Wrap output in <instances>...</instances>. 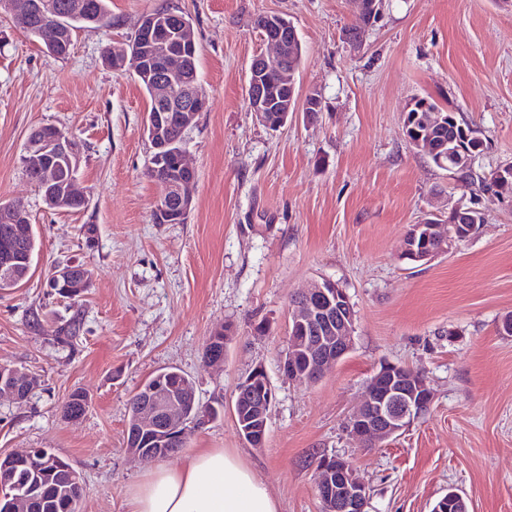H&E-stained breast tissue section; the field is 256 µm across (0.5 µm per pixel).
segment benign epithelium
Here are the masks:
<instances>
[{
	"label": "benign epithelium",
	"mask_w": 512,
	"mask_h": 512,
	"mask_svg": "<svg viewBox=\"0 0 512 512\" xmlns=\"http://www.w3.org/2000/svg\"><path fill=\"white\" fill-rule=\"evenodd\" d=\"M0 6L26 30L30 29L31 18L49 11V4L44 0H4ZM174 27L171 36L169 30L156 25L153 16L144 15L135 36L138 43L150 49V54L143 56L134 49L125 57L130 62L131 72L154 84L158 109L147 116V127L155 150L151 169L158 173L155 181L165 188L154 210V219L158 222L186 218L193 198L195 171L187 162L185 149L176 151L173 156L166 151L171 126L176 120L192 124L208 104L199 87L183 83L187 60L197 51L194 37L182 36L188 29L185 16L176 15ZM282 33L283 30L270 25L262 28L263 40L272 52L254 57L247 76L249 111L269 129L285 125L295 107L294 96L283 92L294 83L293 71L282 65ZM419 118L432 129L446 126L448 120L441 112L429 111L421 116L404 112L403 134L412 147L426 151L440 164L445 158L453 165L473 162L479 136L461 126L448 141L437 145L428 139L410 136V121ZM73 155L70 138L61 129L54 128L47 138L27 144L23 159L34 157L43 161V178L48 184L57 182L59 174H64L63 196L71 202L86 204L88 195L77 185ZM479 214L480 210L461 202L453 204L448 208V221L460 225L453 233L442 230L439 214H428L423 223L413 226L405 239L403 258L428 263L448 252L470 237ZM0 217L8 224L31 227L26 216L13 205H1ZM87 277L84 271L78 273L73 267L60 265L52 272L48 288L54 294L75 298L84 291ZM354 330L355 310L346 289L329 278L313 281L292 302L287 346L279 358L281 375L297 384L318 381L329 367L350 352ZM36 383L34 375H24L15 367L0 365V394L23 400ZM275 399V389L261 366L253 369L238 385L231 409L238 431L249 446L264 447L268 415ZM433 400L434 393L423 373L386 362L373 374L361 405L345 417L343 428L362 447L373 448L395 437L429 411ZM196 401V388L187 379L177 388L162 380L151 381L146 398L132 416V445L128 452L134 457L165 458L161 445L170 436L184 437L192 426L215 419L210 408L194 417L186 414V408L193 407ZM35 457L43 461L44 470L52 476L63 470L58 459L43 448L10 454L8 461L18 464ZM314 469L321 512H365L369 490L350 461L323 454ZM11 482L10 473L3 471L0 475L3 512H31L32 496L6 492Z\"/></svg>",
	"instance_id": "obj_1"
}]
</instances>
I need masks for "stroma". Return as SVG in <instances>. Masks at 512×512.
Segmentation results:
<instances>
[{"instance_id":"35a3bbf8","label":"stroma","mask_w":512,"mask_h":512,"mask_svg":"<svg viewBox=\"0 0 512 512\" xmlns=\"http://www.w3.org/2000/svg\"><path fill=\"white\" fill-rule=\"evenodd\" d=\"M166 4L194 26L208 98L184 137L196 188L182 224L153 221L163 189L147 175V95L104 61ZM109 10L110 26L77 30L63 58L0 13V203H21L37 241L25 280L0 290V364L39 379L26 400L0 397V455L48 449L81 477L79 512H125L129 487L156 465L125 447L129 402L175 367L219 411L187 450L240 458L279 512H321L311 464L321 454L354 465L366 512H431L451 490L470 497L469 512H512V336L499 331L512 315V196L465 192L403 134L407 103L428 96L480 132L476 174L512 163V5L383 0L368 27L355 0H109ZM266 14L296 26L297 92L322 101L276 130L249 111L245 90L253 57L268 50L256 24ZM48 124L73 143L86 209L49 208L24 173L27 138ZM460 199L484 212L477 233L430 263L402 259L410 225ZM68 261L93 270L75 299L46 288ZM321 277L351 297L353 347L298 385L279 357L294 296ZM74 316L80 332L61 342L55 329ZM227 323L236 333L224 364L209 366L205 347ZM385 361L422 372L434 402L363 448L342 422ZM258 366L276 400L265 445L253 448L231 403ZM76 389L89 404L70 420L62 405Z\"/></svg>"}]
</instances>
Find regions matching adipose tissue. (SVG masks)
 <instances>
[{"mask_svg":"<svg viewBox=\"0 0 512 512\" xmlns=\"http://www.w3.org/2000/svg\"><path fill=\"white\" fill-rule=\"evenodd\" d=\"M126 512H278V504L238 457L208 448L149 471L129 489Z\"/></svg>","mask_w":512,"mask_h":512,"instance_id":"1","label":"adipose tissue"}]
</instances>
